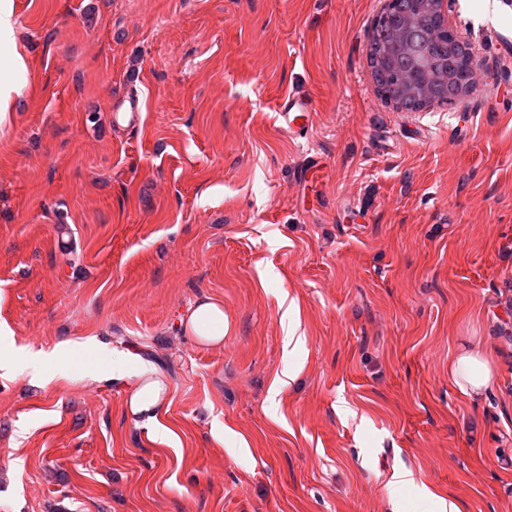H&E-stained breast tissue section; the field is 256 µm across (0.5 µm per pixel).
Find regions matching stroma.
I'll list each match as a JSON object with an SVG mask.
<instances>
[{
    "instance_id": "1",
    "label": "stroma",
    "mask_w": 512,
    "mask_h": 512,
    "mask_svg": "<svg viewBox=\"0 0 512 512\" xmlns=\"http://www.w3.org/2000/svg\"><path fill=\"white\" fill-rule=\"evenodd\" d=\"M381 5L13 0L0 327L38 360L0 370V512H512V0H454L479 81L426 112L371 82ZM203 298L222 344L183 329ZM474 337L475 403L448 378ZM144 370L166 405L136 423ZM314 110V100L309 94L288 93L277 104L276 120L288 134L304 137L313 125ZM495 377L494 357L485 346L465 345L448 357V378L457 392L473 401L482 396Z\"/></svg>"
}]
</instances>
